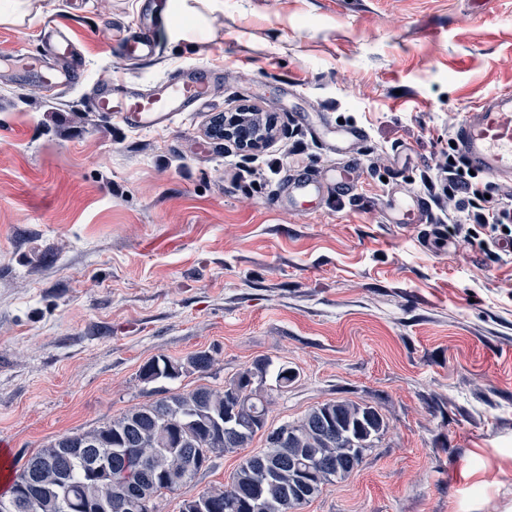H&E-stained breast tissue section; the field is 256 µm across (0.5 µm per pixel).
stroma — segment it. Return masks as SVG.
I'll return each mask as SVG.
<instances>
[{"mask_svg":"<svg viewBox=\"0 0 512 512\" xmlns=\"http://www.w3.org/2000/svg\"><path fill=\"white\" fill-rule=\"evenodd\" d=\"M145 0H31L0 22V56L42 51L47 20L86 60L58 96L0 77V493L32 454L144 403L141 366L209 352L164 388H223L259 358L296 368L274 428L319 403H377L389 430L300 512H512V257L427 244L459 203L443 165L466 112L512 91V0H223L202 29L175 6L152 61L112 36ZM221 67L212 98L167 131L92 112L97 80L150 88ZM241 104L274 114L273 142L239 151L211 131ZM349 192L289 199L288 174L344 164ZM397 191L426 196L397 224ZM248 448L214 458L158 512L229 488Z\"/></svg>","mask_w":512,"mask_h":512,"instance_id":"35a3bbf8","label":"stroma"}]
</instances>
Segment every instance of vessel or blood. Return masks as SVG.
I'll return each mask as SVG.
<instances>
[{
  "label": "vessel or blood",
  "instance_id": "b4317fda",
  "mask_svg": "<svg viewBox=\"0 0 512 512\" xmlns=\"http://www.w3.org/2000/svg\"><path fill=\"white\" fill-rule=\"evenodd\" d=\"M165 26L163 15L151 24L130 30L118 46L123 60H144L160 51L159 31ZM47 65L41 57L24 56L9 60L6 72L15 79L34 78L37 86L49 96L57 95L68 83L78 81L83 73L81 58L69 31L57 27L49 45ZM223 74L206 65L173 70L149 91L134 82L102 77L96 84L93 106L96 111L113 114L114 118L136 130L161 131L168 127L176 113L192 112L212 96ZM457 147L464 162L492 177L512 181V92L493 95L472 112L466 113L457 132ZM354 169L345 165L331 169L328 177H302L290 180L289 196L317 193L325 186L347 191L352 185Z\"/></svg>",
  "mask_w": 512,
  "mask_h": 512
}]
</instances>
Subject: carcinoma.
<instances>
[{
    "label": "carcinoma",
    "instance_id": "1",
    "mask_svg": "<svg viewBox=\"0 0 512 512\" xmlns=\"http://www.w3.org/2000/svg\"><path fill=\"white\" fill-rule=\"evenodd\" d=\"M210 366L205 351L184 361L159 356L139 377L174 380ZM270 366L269 359H257L222 390L167 392L93 430L61 436L26 460L0 501L16 500L18 512H134L138 498L157 500L185 488L212 458L247 447L266 427ZM296 379L294 368L280 365L274 391H288ZM280 429L285 437L265 436L264 448L239 464L230 488L185 499L182 512H298L325 485L349 476L388 423L369 403L336 400ZM25 489L31 511L23 503Z\"/></svg>",
    "mask_w": 512,
    "mask_h": 512
}]
</instances>
